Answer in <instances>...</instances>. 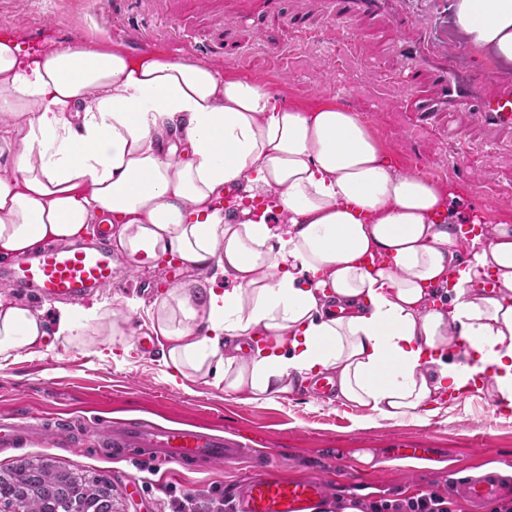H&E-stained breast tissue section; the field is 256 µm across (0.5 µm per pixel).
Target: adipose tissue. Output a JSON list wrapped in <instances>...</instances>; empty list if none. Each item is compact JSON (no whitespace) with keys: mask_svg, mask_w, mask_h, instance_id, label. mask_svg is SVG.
<instances>
[{"mask_svg":"<svg viewBox=\"0 0 512 512\" xmlns=\"http://www.w3.org/2000/svg\"><path fill=\"white\" fill-rule=\"evenodd\" d=\"M465 46L512 61V0H452ZM239 196L235 208L221 197ZM443 188L399 171L360 116L287 106L209 65L0 40V256L69 243L109 217L135 268L213 279L157 300L152 333L184 380L268 402L329 375L338 405L426 424L476 375L512 406V226L466 235ZM0 292V361L89 323Z\"/></svg>","mask_w":512,"mask_h":512,"instance_id":"obj_1","label":"adipose tissue"}]
</instances>
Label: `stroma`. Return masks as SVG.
Instances as JSON below:
<instances>
[{"instance_id":"1","label":"stroma","mask_w":512,"mask_h":512,"mask_svg":"<svg viewBox=\"0 0 512 512\" xmlns=\"http://www.w3.org/2000/svg\"><path fill=\"white\" fill-rule=\"evenodd\" d=\"M335 9L336 0H280L273 13L264 0H0V33L37 56L83 43L88 30L94 44L118 46L134 57L157 52L199 61L224 76L251 79L289 104L338 103L371 114L368 126L395 167L439 183L463 215L485 212L512 225V207L497 201L499 193L512 192V129L489 128L473 111L458 109L423 126L411 100L429 94V87L382 94L380 76L404 70L395 45L408 37L389 26L387 13L366 12L351 21L361 43L355 58L340 61L297 42L294 19L302 16L321 28ZM458 67L485 74L482 87L472 91L477 100L512 86V65L488 52L460 47ZM342 68L357 71L360 84L340 101L330 85ZM114 267L111 287L87 293L81 304L129 310L130 339L146 331L157 298L189 278L206 277L184 263L170 272L161 261L133 272L119 254ZM101 349L95 335L70 344L51 339L38 353L0 363V419L34 415L50 427L20 447L0 448V476L29 462H48L107 484L112 512H215L224 504L225 490L250 472L244 457L205 469L177 467L158 481L135 454L117 458L101 447L100 429L107 420L205 425L232 447L260 442L274 449L272 466L284 476H316L330 459H338L352 483L328 486L330 502L393 498L421 488L449 492V470L476 475L512 462V415L499 413L486 392L450 406L427 425L361 421L304 391L262 404L241 402L201 381L186 390L173 381L159 350L136 346L112 357ZM401 448L425 449L423 466L399 465ZM363 450L373 453L372 463L360 460Z\"/></svg>"}]
</instances>
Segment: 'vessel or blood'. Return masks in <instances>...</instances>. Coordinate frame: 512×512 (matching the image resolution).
Segmentation results:
<instances>
[{
  "label": "vessel or blood",
  "instance_id": "obj_1",
  "mask_svg": "<svg viewBox=\"0 0 512 512\" xmlns=\"http://www.w3.org/2000/svg\"><path fill=\"white\" fill-rule=\"evenodd\" d=\"M377 0H342L336 14L334 36L346 32L347 23L357 14L375 10ZM451 55H444L440 65L433 69L432 80L435 92L432 96L417 101L420 117L439 108L455 103L465 107L472 103L470 87L480 79L479 74L469 73L456 77L450 67ZM483 119L492 126L512 125V90L502 92L496 99L484 104ZM111 234L101 230L93 245H75L60 248L45 245L35 257H17L8 279L36 288L44 298L75 300L83 297L91 288L111 285L114 275ZM39 422H0V446H10L21 432L40 431ZM103 444L113 452L137 446L147 452L154 474H167L171 465L181 467L213 464L227 459L248 456L258 460L259 465L243 481L239 490L228 499L230 512H314L326 491L323 478L283 477L271 474L262 461L267 451L258 448H228L224 440L210 433L209 429L155 426L142 428L134 425L106 427ZM458 494L470 503L473 512H480L483 505L500 498L512 490V477L489 469L477 476L457 481Z\"/></svg>",
  "mask_w": 512,
  "mask_h": 512
}]
</instances>
